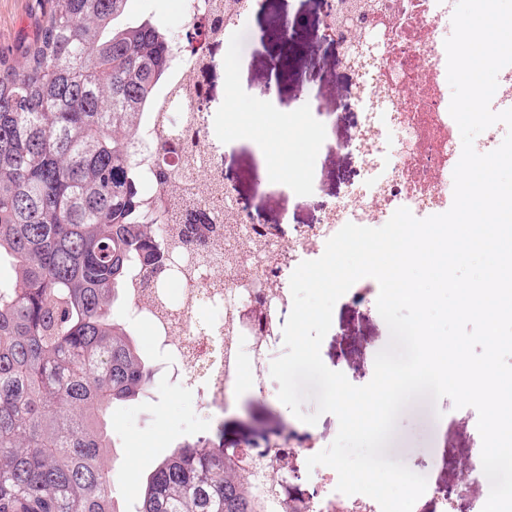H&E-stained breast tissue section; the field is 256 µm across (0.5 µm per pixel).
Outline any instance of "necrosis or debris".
<instances>
[{"label": "necrosis or debris", "instance_id": "4bbe7bcc", "mask_svg": "<svg viewBox=\"0 0 512 512\" xmlns=\"http://www.w3.org/2000/svg\"><path fill=\"white\" fill-rule=\"evenodd\" d=\"M221 2L179 0L185 27L199 30L200 36L189 44L181 32L172 34L174 58L136 143L142 166L154 162V140L166 117L173 128L192 135L197 169L213 180L224 178L208 115L196 109L206 99L207 88L198 75L212 64V44L240 24L236 18L225 20L217 9ZM455 6L456 0H385L384 13L355 19V26L384 42L385 51L354 71L348 100L360 124L342 148L356 157L359 178L325 210L320 223L290 225L279 242L264 244L261 263L227 265L219 259L196 275L174 278L164 290L168 315H158L140 289L131 288L128 317L147 328L150 348L161 358L175 389L197 394L209 413L224 412L228 386L242 368H249L253 387L261 388L266 353L281 341L292 308V273L301 262L319 258L345 224H384L401 207L419 219L451 207L462 140L449 113L452 91L444 42L453 31ZM176 87L185 89L183 100H175ZM184 201L211 214L209 241L236 249L251 232L249 215L234 192L193 193ZM259 303L267 308L271 331L242 317L243 309ZM320 450L319 441L304 433L238 449L234 455L246 467L264 463L266 483L252 488L263 502V512H381L371 497L339 492L336 471L323 465L313 470L311 494L303 505H296L283 487L298 477L300 463ZM271 483L280 486V493L268 491Z\"/></svg>", "mask_w": 512, "mask_h": 512}]
</instances>
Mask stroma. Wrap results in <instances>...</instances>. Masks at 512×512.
Returning <instances> with one entry per match:
<instances>
[{"label":"stroma","mask_w":512,"mask_h":512,"mask_svg":"<svg viewBox=\"0 0 512 512\" xmlns=\"http://www.w3.org/2000/svg\"><path fill=\"white\" fill-rule=\"evenodd\" d=\"M43 0H0V53L19 55L41 19ZM320 19L319 0H257L235 39L214 49L209 114L216 137L237 131V139L221 153L224 175L263 224L288 226L319 223L325 206L342 198L357 174V162L335 146L356 131L359 118L348 106L346 91L353 77L334 43L314 39ZM233 55V75L225 73V57ZM282 77L273 86L277 117L255 106L268 86L275 63ZM237 104L226 112L225 99ZM321 114L322 142L305 171L303 183L292 190L264 176L265 165L286 156L299 134L296 124L311 106ZM389 329L375 305L342 296L335 304L332 325L321 344L325 365L345 374L354 385L370 382L376 354L387 346ZM279 385L264 378L262 389L238 383L228 409L212 416L198 400L177 390H165L158 400L117 406L112 414V486L125 503L137 499L139 482L153 464L178 442L211 436L227 448L274 441L298 428L299 420L278 398ZM475 408H454L451 399H419L401 413L388 454L428 485L447 484L463 497L487 498L488 479H473L472 466L481 455L482 440Z\"/></svg>","instance_id":"stroma-1"}]
</instances>
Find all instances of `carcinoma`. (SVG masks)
<instances>
[{
  "instance_id": "1",
  "label": "carcinoma",
  "mask_w": 512,
  "mask_h": 512,
  "mask_svg": "<svg viewBox=\"0 0 512 512\" xmlns=\"http://www.w3.org/2000/svg\"><path fill=\"white\" fill-rule=\"evenodd\" d=\"M129 0H46L22 62L0 55V512H127L107 465L113 407L150 397L155 369L125 310L136 272L163 288L191 272L187 213L177 244L165 223L180 195L166 133L142 179L131 150L140 110L164 77L170 35L132 19ZM375 0H337L338 14ZM162 251L177 265L161 269ZM221 444L176 445L142 478L134 512H257Z\"/></svg>"
}]
</instances>
